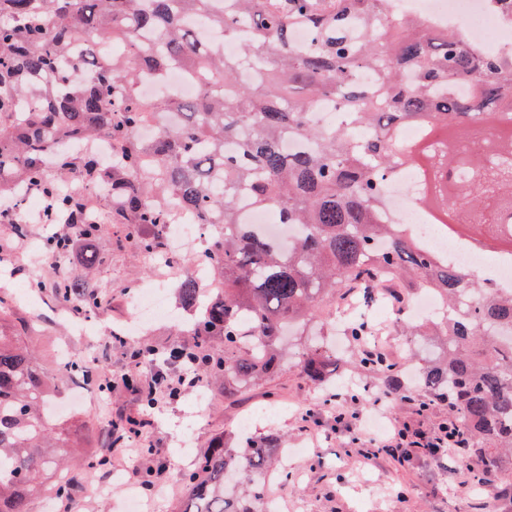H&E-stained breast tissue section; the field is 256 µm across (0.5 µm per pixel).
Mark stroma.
I'll use <instances>...</instances> for the list:
<instances>
[{
  "label": "stroma",
  "instance_id": "stroma-1",
  "mask_svg": "<svg viewBox=\"0 0 512 512\" xmlns=\"http://www.w3.org/2000/svg\"><path fill=\"white\" fill-rule=\"evenodd\" d=\"M48 233L47 227L34 221L24 240L19 241L8 225L0 224V268L13 269L21 283L38 276L40 270L29 247L41 243ZM122 235V227L116 225L96 242L97 248L108 256V263L97 278L111 286L112 303L106 310L87 316L85 334L72 333L64 305L46 291L37 294L33 304L19 306L14 315L16 322L34 325L32 343L39 363L59 386L49 415L57 420L82 418L81 433L96 448L107 443L108 415L135 412L137 398L133 393L116 391L108 408H101L96 383L62 371L55 352L65 341L98 361L101 375L116 376L125 369L127 358L114 335L128 321L126 301L140 287L158 280L164 267L149 261L135 248L118 247ZM349 374L347 365L339 364L337 381L323 390L302 380L291 368L254 387L239 400L214 397L202 417L197 414L195 389L182 390L174 399L166 392H158L157 404L149 414V433L154 448L151 464L155 488L165 494L160 512H180L186 496L181 473L191 467L196 455L216 435H224L226 447L237 449L242 447L244 438L275 432L285 435L289 447L297 449L288 470L302 477L297 486L281 481L277 471L266 475L265 494L281 503L282 512H512V487H504L499 476L489 475L486 483L470 492L458 491L460 474L467 465L461 457L437 458L419 451L409 460H400L380 453V436L366 429L361 434L362 445L377 452L368 461L356 454L348 434L333 431L331 419H324L314 431H303L301 416L305 408L322 403L326 392L339 394L340 407L351 408V396L357 388L348 384ZM77 386L85 390L84 401L78 407L68 406V394ZM271 388L277 389L280 403L288 407L284 417L274 419L259 413L268 403L266 392ZM251 412L256 415L252 427L245 432L239 430L237 419ZM447 415V406L441 404L433 405L427 416L420 417L414 414L411 404L390 400L383 408L382 420L389 428L406 423L428 431ZM187 427L194 432V442L186 451L178 446L176 436Z\"/></svg>",
  "mask_w": 512,
  "mask_h": 512
}]
</instances>
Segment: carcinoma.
<instances>
[{"label": "carcinoma", "mask_w": 512, "mask_h": 512, "mask_svg": "<svg viewBox=\"0 0 512 512\" xmlns=\"http://www.w3.org/2000/svg\"><path fill=\"white\" fill-rule=\"evenodd\" d=\"M0 0V194L34 191L46 203L44 224H69L91 243L82 264L53 271L30 288L50 292L75 317L110 305L91 272L107 261L93 243L121 224L137 250L188 265L167 250L174 213L224 232L205 247L219 293L200 305L190 276L178 299L196 316L188 344L160 353L128 343V370L117 384L139 393L144 410L155 395L140 365L161 355L193 364L197 384L222 381L224 398L247 393L288 369L282 336L298 328L317 336L318 318L338 299L362 289L364 308L381 285L407 304L427 292L442 304L433 320L406 326L431 354L413 386L387 354L364 355L372 328L363 316L344 333L357 371L378 378L401 399L448 406V424L465 429L475 477L512 481L500 450L512 449V289L473 279L423 246L389 207L387 184L412 172L429 223L456 238L488 235L512 250V53L485 55L452 31H436L390 9L386 0ZM304 28L309 46L291 32ZM242 53L224 54V40ZM181 69L197 95L145 97L146 74L162 81ZM249 68L253 78L240 81ZM369 70L364 85L357 73ZM460 83L468 94L450 84ZM337 99L343 122L312 118ZM169 120L148 140L136 132ZM407 126L418 135L404 138ZM106 139L115 162L82 145ZM297 140L302 147L284 148ZM453 176L451 184L439 185ZM112 185L106 199L63 188ZM248 205L297 229L283 246L244 221ZM73 237L43 241L69 255ZM13 299L0 287V512H28L53 477L59 499H71L62 464L76 457L93 471L110 449L140 429L138 413L109 426L108 447L92 449L72 421L55 422L44 407L58 391L22 341L25 327L5 331ZM298 375L324 387L336 353L320 340L293 357ZM275 439L247 442L239 455L224 438L199 453L182 475L183 512H257Z\"/></svg>", "instance_id": "obj_1"}]
</instances>
